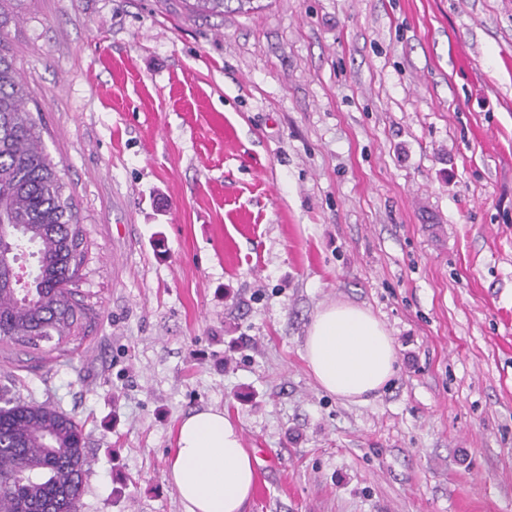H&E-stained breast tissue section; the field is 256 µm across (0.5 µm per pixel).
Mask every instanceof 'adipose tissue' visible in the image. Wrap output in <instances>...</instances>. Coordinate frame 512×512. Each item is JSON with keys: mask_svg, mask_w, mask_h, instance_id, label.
<instances>
[{"mask_svg": "<svg viewBox=\"0 0 512 512\" xmlns=\"http://www.w3.org/2000/svg\"><path fill=\"white\" fill-rule=\"evenodd\" d=\"M303 358L316 384L349 403H364L395 373L397 350L368 308L332 303L313 316ZM256 458L223 409L190 412L178 425L168 477L183 512H244L256 479Z\"/></svg>", "mask_w": 512, "mask_h": 512, "instance_id": "1", "label": "adipose tissue"}]
</instances>
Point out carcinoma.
I'll return each instance as SVG.
<instances>
[{
    "label": "carcinoma",
    "mask_w": 512,
    "mask_h": 512,
    "mask_svg": "<svg viewBox=\"0 0 512 512\" xmlns=\"http://www.w3.org/2000/svg\"><path fill=\"white\" fill-rule=\"evenodd\" d=\"M195 2L200 11L222 13L250 0ZM72 209L0 39V216L8 222H0V243L36 258L26 289L10 287L9 270L0 266V344L63 341L85 314L77 287L86 248ZM85 464L83 429L72 416L46 403L3 399L0 512H80Z\"/></svg>",
    "instance_id": "obj_1"
}]
</instances>
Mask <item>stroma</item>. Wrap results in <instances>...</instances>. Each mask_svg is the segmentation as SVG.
Wrapping results in <instances>:
<instances>
[{"mask_svg": "<svg viewBox=\"0 0 512 512\" xmlns=\"http://www.w3.org/2000/svg\"><path fill=\"white\" fill-rule=\"evenodd\" d=\"M13 0L0 33L89 243L72 342L0 388L84 425L81 512H182L186 414L257 459L246 512H512V0ZM382 320L365 404L302 357ZM303 358L316 384L349 403H365L395 373L392 336L368 308L332 303L313 316Z\"/></svg>", "mask_w": 512, "mask_h": 512, "instance_id": "stroma-1", "label": "stroma"}]
</instances>
